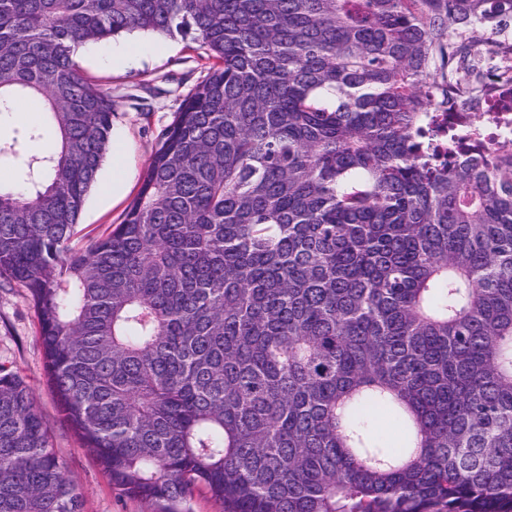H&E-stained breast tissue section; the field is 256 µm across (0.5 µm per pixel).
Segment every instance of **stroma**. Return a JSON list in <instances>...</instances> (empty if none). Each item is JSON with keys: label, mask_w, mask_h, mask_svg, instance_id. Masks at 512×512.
I'll return each instance as SVG.
<instances>
[{"label": "stroma", "mask_w": 512, "mask_h": 512, "mask_svg": "<svg viewBox=\"0 0 512 512\" xmlns=\"http://www.w3.org/2000/svg\"><path fill=\"white\" fill-rule=\"evenodd\" d=\"M130 39L145 47L146 55L126 65H113V47ZM77 61L86 76L112 95L117 138L126 147L131 170L123 190L113 193L112 162L104 160L79 218L75 242L84 246L109 225L122 221L138 193L159 132L174 120L183 96L205 74V53L179 36L135 32L111 44L87 45ZM38 331L26 289L0 279V366L19 372L34 388L54 448L82 493V512H157L154 504L121 496L64 420L47 389Z\"/></svg>", "instance_id": "stroma-1"}]
</instances>
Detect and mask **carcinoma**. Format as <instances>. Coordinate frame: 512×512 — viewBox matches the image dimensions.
Here are the masks:
<instances>
[{"label": "carcinoma", "mask_w": 512, "mask_h": 512, "mask_svg": "<svg viewBox=\"0 0 512 512\" xmlns=\"http://www.w3.org/2000/svg\"><path fill=\"white\" fill-rule=\"evenodd\" d=\"M213 60L121 223L71 245L112 95L76 49ZM512 0H0V278L50 392L123 495L179 512H512V140L454 155L512 69ZM379 411L393 442L369 429ZM0 512H82L35 393L0 366ZM25 107L19 108V112H14L11 117L2 119L0 122V137L2 140L12 137H21L24 131L32 126H45L48 121V115L40 112V104L37 101L26 100Z\"/></svg>", "instance_id": "1"}]
</instances>
